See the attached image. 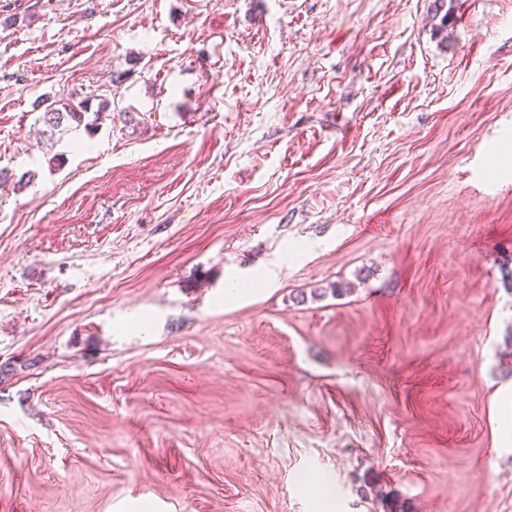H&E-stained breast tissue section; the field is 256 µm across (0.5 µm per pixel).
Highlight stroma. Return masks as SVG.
Listing matches in <instances>:
<instances>
[{
    "mask_svg": "<svg viewBox=\"0 0 512 512\" xmlns=\"http://www.w3.org/2000/svg\"><path fill=\"white\" fill-rule=\"evenodd\" d=\"M434 2L0 0V512H512V0ZM76 98L54 101L42 112V121L50 132L49 140H53L55 131H77L82 127L88 134H93L103 120L112 121V103L109 99H99L97 109L92 110V100Z\"/></svg>",
    "mask_w": 512,
    "mask_h": 512,
    "instance_id": "1",
    "label": "stroma"
}]
</instances>
